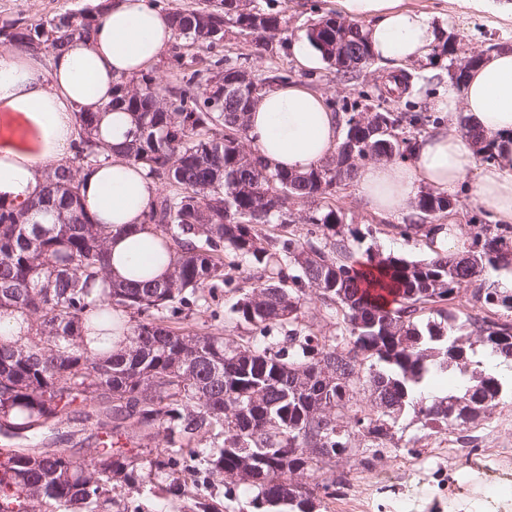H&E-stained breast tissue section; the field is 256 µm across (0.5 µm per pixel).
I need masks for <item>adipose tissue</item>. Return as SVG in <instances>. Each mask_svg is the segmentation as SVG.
Segmentation results:
<instances>
[{
    "label": "adipose tissue",
    "mask_w": 512,
    "mask_h": 512,
    "mask_svg": "<svg viewBox=\"0 0 512 512\" xmlns=\"http://www.w3.org/2000/svg\"><path fill=\"white\" fill-rule=\"evenodd\" d=\"M345 14L367 17L364 35L377 58L400 76L426 59L438 35L424 12L403 0H339ZM173 41L164 12L149 0H112L93 36L73 38L51 56L0 52V117L23 120L26 138H0V200L20 204L38 195L46 172L72 156L79 140L77 115L96 117L95 138L112 147L110 160L80 182L81 203L101 224L112 225L108 280L129 283L167 277L174 253L143 222L158 184L122 155L132 140L128 112L112 104L114 83L140 76ZM436 107L464 111L471 126L493 142V158L477 165L470 139L455 126L422 136L410 160L362 165L354 187L378 215L401 212L423 191L445 192L474 175L473 196L494 223L512 225V51L494 52L448 86ZM248 136L270 168L305 172L337 151L343 129L325 97L299 84L262 94L247 114Z\"/></svg>",
    "instance_id": "adipose-tissue-1"
}]
</instances>
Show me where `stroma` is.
Returning <instances> with one entry per match:
<instances>
[{
  "mask_svg": "<svg viewBox=\"0 0 512 512\" xmlns=\"http://www.w3.org/2000/svg\"><path fill=\"white\" fill-rule=\"evenodd\" d=\"M491 9L459 6L456 0H406L407 5L428 12L441 36H454L468 54L486 53L490 45L512 50V15L503 13V5L512 0H494ZM93 0H0V21L15 18L50 19L60 13L92 7ZM275 7L288 20L289 38L302 36L306 27L319 17L338 13L336 0H276ZM246 56L248 65L263 74L271 68L288 70L291 81L325 94L335 106L361 102L363 96H378L387 89L386 65L373 61L354 72L352 77L339 74L335 67L321 64L316 69L301 68L288 46L273 40L270 49H258L249 37L234 35L223 47L199 52L187 62V70H202L211 61ZM450 55L430 56L411 64L414 87L409 92L390 97L393 112L429 116L426 130L447 124L448 119L434 108L436 99L448 88ZM336 204L344 222L357 229L360 240L357 253L365 249L420 259L428 249L417 237L398 234L400 224L419 221L415 207L401 213L381 216L368 210L355 194L353 186L337 188ZM453 207L447 217L475 233L477 225L488 223V211L475 202L468 183L450 192ZM253 275L248 261H241L234 271L235 284L219 289L208 311L194 316L193 329L232 337L249 338L248 327L236 325L232 308L239 298L238 287ZM391 448L375 457L370 468L355 469L341 461L337 471L347 473L348 484L336 498L327 500V512H512V399L506 398L473 429L474 443L460 445L459 430L437 434L424 430L414 414L401 418L392 430ZM498 460L507 479L508 492H496L485 469L490 460Z\"/></svg>",
  "mask_w": 512,
  "mask_h": 512,
  "instance_id": "stroma-1",
  "label": "stroma"
}]
</instances>
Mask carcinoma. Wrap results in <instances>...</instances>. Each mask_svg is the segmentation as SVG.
<instances>
[{"mask_svg":"<svg viewBox=\"0 0 512 512\" xmlns=\"http://www.w3.org/2000/svg\"><path fill=\"white\" fill-rule=\"evenodd\" d=\"M99 16L95 6L8 20L0 45L26 50L37 41L40 52L56 53L71 37L89 36ZM167 16L175 40L167 65L177 70L187 51L212 50L233 29L256 40L288 32L281 14L248 0ZM306 38L331 63L338 51L374 60L362 26L334 14L311 24ZM234 69L219 58L204 80L194 71L169 87L147 72L114 87L112 106L135 125L124 154L159 185L144 223L174 248L165 280L95 291L106 276L110 225L83 208L79 178L112 149L95 141L92 114L78 113L80 141L46 174L42 194L0 202V320L22 316L14 335H0V435L37 439L0 448V512H141L146 491L187 498L190 512H219L195 490L222 486L233 502L240 484L252 490L247 507L224 512H320L346 478L310 486L302 477L335 472L341 457L369 467L350 449L389 447L405 412L436 434L464 430L512 396V381L481 360L484 351L512 359V320L498 316L512 310V293L483 276L490 268L512 279V226L479 225L462 256L440 250L432 220L448 213V195L429 191L416 201L420 223L394 226L423 238L429 254L368 251L362 263L357 231L335 205L308 212L301 229L291 219L290 201L349 185L356 160L381 140L409 155L426 118L381 112L392 131L382 136L350 115L334 155L305 173L271 170L245 147L249 88L212 86ZM468 137L482 160L493 158L482 133L470 128ZM239 258L257 275L234 319L261 339L182 328L205 296L233 282ZM309 288L325 310L304 324ZM385 294L393 306L381 302ZM450 301L478 313L461 322ZM322 321L334 333L323 334ZM450 369L462 391L415 397L429 375ZM72 424L96 436L78 457L47 446L70 440Z\"/></svg>","mask_w":512,"mask_h":512,"instance_id":"cac0c4a2","label":"carcinoma"}]
</instances>
